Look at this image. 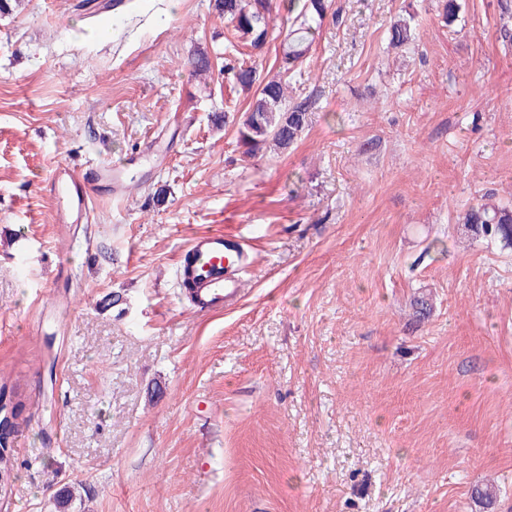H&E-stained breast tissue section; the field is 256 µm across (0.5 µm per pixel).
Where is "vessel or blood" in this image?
<instances>
[{
    "instance_id": "1",
    "label": "vessel or blood",
    "mask_w": 512,
    "mask_h": 512,
    "mask_svg": "<svg viewBox=\"0 0 512 512\" xmlns=\"http://www.w3.org/2000/svg\"><path fill=\"white\" fill-rule=\"evenodd\" d=\"M126 188L122 168L104 166L99 185L87 182L81 172L56 166L45 185V197L60 224H84L89 220V203L97 190L117 195ZM249 252L236 237L221 232L196 235L181 254L177 274L190 289V301L201 312H220L240 298L243 275L250 268Z\"/></svg>"
}]
</instances>
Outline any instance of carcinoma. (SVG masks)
Instances as JSON below:
<instances>
[{"mask_svg":"<svg viewBox=\"0 0 512 512\" xmlns=\"http://www.w3.org/2000/svg\"><path fill=\"white\" fill-rule=\"evenodd\" d=\"M328 0H305L301 11L294 18L296 26L289 29L282 53L283 73L294 72L303 61L314 37L311 22L326 16ZM215 9L224 15V22L234 34L254 50L261 49L272 37V0H215ZM389 45L401 48L414 40L411 20L398 18L388 31ZM234 82L244 88H256L255 97L248 112L238 121V142L244 147L243 154L256 157L263 149L273 146L285 151L293 146L309 126V102L304 100L292 105L287 103L284 80H262L251 66L231 67ZM466 231L475 237L489 238L512 246V210L490 206L486 203L469 207L460 218ZM0 398L8 399L12 419L0 421V448L12 437L22 416L24 404L17 391L5 385L0 387ZM14 459L5 452L0 453V474L5 482L0 491L8 493L12 485Z\"/></svg>","mask_w":512,"mask_h":512,"instance_id":"1","label":"carcinoma"}]
</instances>
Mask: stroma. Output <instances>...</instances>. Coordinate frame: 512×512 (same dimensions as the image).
Wrapping results in <instances>:
<instances>
[{"instance_id": "stroma-1", "label": "stroma", "mask_w": 512, "mask_h": 512, "mask_svg": "<svg viewBox=\"0 0 512 512\" xmlns=\"http://www.w3.org/2000/svg\"><path fill=\"white\" fill-rule=\"evenodd\" d=\"M213 3L0 16V384L26 404L8 512H512V249L458 222L512 207V0L452 23L444 0H331L288 88L309 126L255 158L214 124L252 98L224 66L275 75L293 16L275 0L255 51ZM149 140L135 187L55 224L56 165ZM205 231L251 248L222 313L176 274ZM412 17L409 19L401 18L395 19L388 31L389 45L395 48H401L410 44L414 39V28L411 26Z\"/></svg>"}]
</instances>
